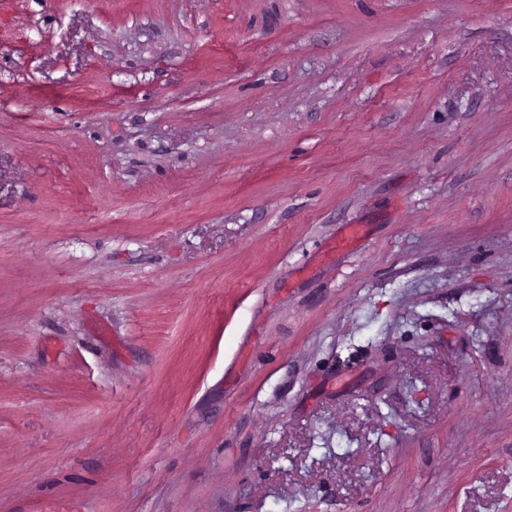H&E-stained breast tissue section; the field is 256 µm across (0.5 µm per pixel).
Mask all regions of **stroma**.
<instances>
[{
    "label": "stroma",
    "instance_id": "35a3bbf8",
    "mask_svg": "<svg viewBox=\"0 0 512 512\" xmlns=\"http://www.w3.org/2000/svg\"><path fill=\"white\" fill-rule=\"evenodd\" d=\"M0 512H512V0H0Z\"/></svg>",
    "mask_w": 512,
    "mask_h": 512
}]
</instances>
